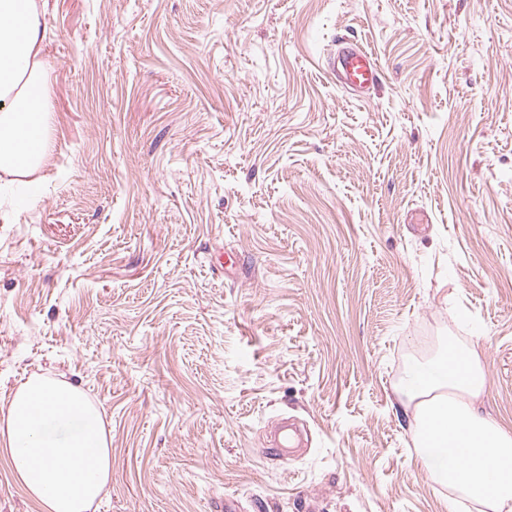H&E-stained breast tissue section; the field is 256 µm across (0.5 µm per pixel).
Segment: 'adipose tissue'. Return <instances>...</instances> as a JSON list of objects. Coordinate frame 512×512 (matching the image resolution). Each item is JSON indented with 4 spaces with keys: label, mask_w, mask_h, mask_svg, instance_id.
Returning <instances> with one entry per match:
<instances>
[{
    "label": "adipose tissue",
    "mask_w": 512,
    "mask_h": 512,
    "mask_svg": "<svg viewBox=\"0 0 512 512\" xmlns=\"http://www.w3.org/2000/svg\"><path fill=\"white\" fill-rule=\"evenodd\" d=\"M40 0H0V172L27 177L50 157L49 71ZM486 373L475 349L449 342L403 381L416 402L414 442L431 475L488 512H512V431L477 406ZM0 455L40 512H96L112 480L100 410L69 382L31 375L0 414Z\"/></svg>",
    "instance_id": "1"
}]
</instances>
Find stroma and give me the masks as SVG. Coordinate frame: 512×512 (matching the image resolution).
<instances>
[{
    "mask_svg": "<svg viewBox=\"0 0 512 512\" xmlns=\"http://www.w3.org/2000/svg\"><path fill=\"white\" fill-rule=\"evenodd\" d=\"M44 6L52 158L34 199L0 173V411L33 374L84 390L99 512H487L432 479L401 380L472 345L512 431V0ZM340 35L369 98L326 70ZM284 416L309 445L274 460ZM337 50L328 61V73L344 88L366 96L382 80L377 57L362 44L339 37Z\"/></svg>",
    "mask_w": 512,
    "mask_h": 512,
    "instance_id": "1",
    "label": "stroma"
}]
</instances>
